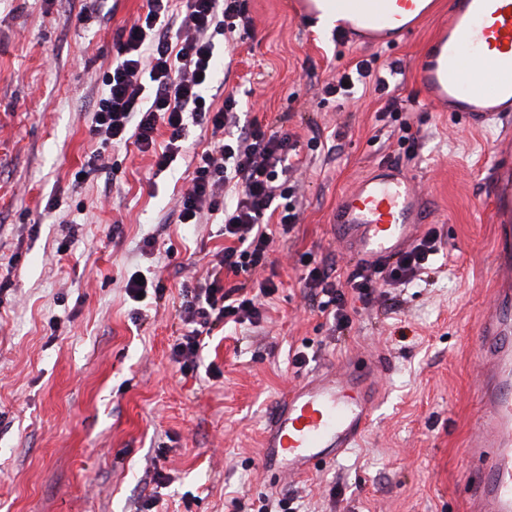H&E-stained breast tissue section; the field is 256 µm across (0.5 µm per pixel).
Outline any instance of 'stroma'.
<instances>
[{
  "label": "stroma",
  "instance_id": "obj_1",
  "mask_svg": "<svg viewBox=\"0 0 512 512\" xmlns=\"http://www.w3.org/2000/svg\"><path fill=\"white\" fill-rule=\"evenodd\" d=\"M239 2L251 23L228 35L213 82L236 93L242 124L297 140L303 214L254 276L225 273L228 289L251 278L278 289L260 323L207 338L203 362L218 372L209 379L181 372L170 353L180 289L223 251L222 218H164L210 139L191 127L184 155L155 176L135 144L108 149L88 133L118 35L144 0H0V512H136L154 469L165 483L152 512H251L286 492L301 512H466L476 333L495 286L490 161L512 150V120L476 129L424 99L421 56L453 0H436L411 34L378 47L317 29L291 0ZM361 60L374 71L400 64L407 133L381 114L374 90L346 102L318 94ZM104 150L111 173L76 184ZM386 160L415 179L442 250L428 275L368 306L350 300L352 323L338 330L313 309L300 259L343 284L358 272L328 219ZM137 271L154 273L161 299L126 294ZM358 357L379 390L359 446L308 476L265 469L261 431L274 403Z\"/></svg>",
  "mask_w": 512,
  "mask_h": 512
}]
</instances>
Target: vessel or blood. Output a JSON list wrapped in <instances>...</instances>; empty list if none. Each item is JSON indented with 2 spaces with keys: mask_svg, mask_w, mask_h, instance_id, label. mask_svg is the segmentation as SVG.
I'll return each mask as SVG.
<instances>
[{
  "mask_svg": "<svg viewBox=\"0 0 512 512\" xmlns=\"http://www.w3.org/2000/svg\"><path fill=\"white\" fill-rule=\"evenodd\" d=\"M413 0H338L340 31L349 42L380 45L395 10ZM419 79L436 111L471 126L494 125L512 113V0H454L431 41ZM498 218L494 303L477 341L482 352L479 417L467 439L472 463L464 486L469 512H512V155L492 162ZM420 195L392 163L376 166L344 192L329 222L361 264L409 247L422 225ZM376 382L369 369L342 363L302 379L279 400L263 434L262 461L279 473L304 475L336 461L371 424Z\"/></svg>",
  "mask_w": 512,
  "mask_h": 512,
  "instance_id": "b4317fda",
  "label": "vessel or blood"
}]
</instances>
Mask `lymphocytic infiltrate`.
<instances>
[{
	"mask_svg": "<svg viewBox=\"0 0 512 512\" xmlns=\"http://www.w3.org/2000/svg\"><path fill=\"white\" fill-rule=\"evenodd\" d=\"M243 16L238 0H185L183 10H173L170 0H146V11L121 33V47L102 83L105 87L90 119L92 138L112 145L135 142L151 154L155 173L170 168L184 150L189 125L215 134L213 145L193 157L187 186L174 198L168 213L176 224H197L207 215L221 212L224 191L234 187L236 204L223 212L221 233L233 239L216 268L204 282L182 289L178 319L182 331L171 356L182 371L198 369L206 337L227 318L259 322L262 300L275 290L272 282L258 283L256 290L225 288L223 270L246 273L261 265L277 236L267 219L275 199L285 204L279 226L290 229L300 211L283 180L295 167L297 145L288 136L267 126H240L234 95L224 98L222 109H213L211 88L216 57L215 36L233 33ZM169 138L156 149L159 128ZM441 250L435 231H428L394 261L363 268L347 284H339L319 268L307 274L315 288V305L339 327L351 318L348 302L371 304L379 288L411 283L431 267Z\"/></svg>",
	"mask_w": 512,
	"mask_h": 512,
	"instance_id": "f902f5d3",
	"label": "lymphocytic infiltrate"
}]
</instances>
